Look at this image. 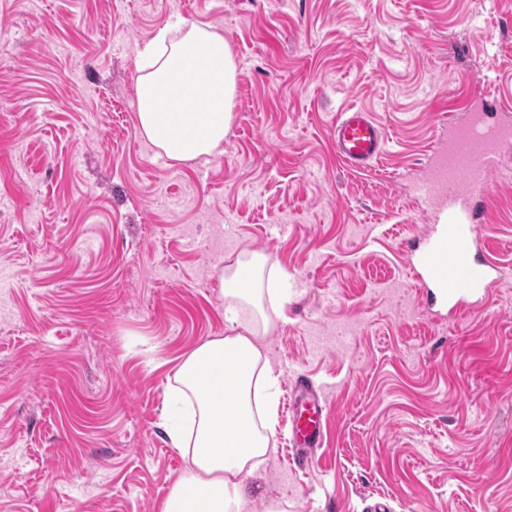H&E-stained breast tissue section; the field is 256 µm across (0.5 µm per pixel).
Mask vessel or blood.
<instances>
[{
  "label": "vessel or blood",
  "instance_id": "b4317fda",
  "mask_svg": "<svg viewBox=\"0 0 512 512\" xmlns=\"http://www.w3.org/2000/svg\"><path fill=\"white\" fill-rule=\"evenodd\" d=\"M512 138V127L496 122L492 113L470 115L448 123V138L436 147L435 165L417 188L437 202L433 233L418 242L409 270L425 288L428 304L444 300L448 311L460 315L484 302L497 288L504 266L494 245L482 244L483 212L494 204L491 175L500 167L499 142ZM338 160L356 171L375 166L386 153L389 137L384 125L360 107L336 116L330 130ZM285 410L289 419L292 461L310 463L324 439L327 403L306 380H289Z\"/></svg>",
  "mask_w": 512,
  "mask_h": 512
}]
</instances>
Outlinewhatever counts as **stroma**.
<instances>
[{
  "mask_svg": "<svg viewBox=\"0 0 512 512\" xmlns=\"http://www.w3.org/2000/svg\"><path fill=\"white\" fill-rule=\"evenodd\" d=\"M174 16L237 60L213 159L137 128L136 54ZM490 94L512 106V0H0V512H160L175 366L223 335L220 272L251 251L297 282L263 352L329 414L306 469L279 418L247 493L512 512V141L484 218L508 285L436 321L406 266L431 147ZM352 105L390 138L365 172L329 142Z\"/></svg>",
  "mask_w": 512,
  "mask_h": 512,
  "instance_id": "stroma-1",
  "label": "stroma"
}]
</instances>
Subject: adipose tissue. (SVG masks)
Returning <instances> with one entry per match:
<instances>
[{"label":"adipose tissue","mask_w":512,"mask_h":512,"mask_svg":"<svg viewBox=\"0 0 512 512\" xmlns=\"http://www.w3.org/2000/svg\"><path fill=\"white\" fill-rule=\"evenodd\" d=\"M139 132L172 161L215 157L233 119L237 64L204 23L168 21L137 63ZM223 336L183 356L174 373L180 408L166 425L187 462L161 512H252L244 480L276 436L280 376L260 344L295 294V280L266 254L244 252L220 276Z\"/></svg>","instance_id":"obj_1"}]
</instances>
